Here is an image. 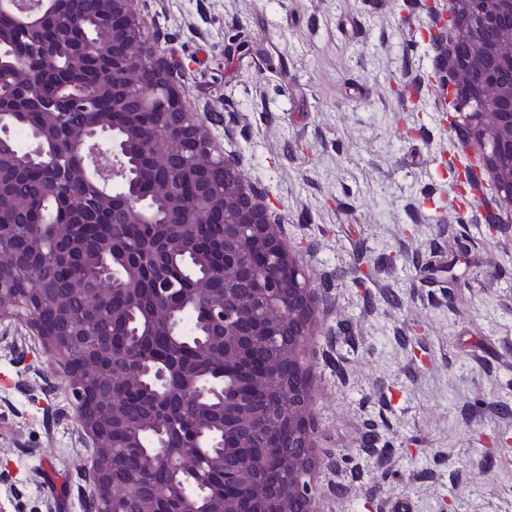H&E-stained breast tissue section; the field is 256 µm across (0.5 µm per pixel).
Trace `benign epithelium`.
Listing matches in <instances>:
<instances>
[{
  "instance_id": "7a95c632",
  "label": "benign epithelium",
  "mask_w": 512,
  "mask_h": 512,
  "mask_svg": "<svg viewBox=\"0 0 512 512\" xmlns=\"http://www.w3.org/2000/svg\"><path fill=\"white\" fill-rule=\"evenodd\" d=\"M464 13L446 17L433 13L429 41L447 47L448 30H479L504 16L512 18V0H499L496 11L487 0H467ZM97 26L89 30L83 12L74 9L46 17L43 10L29 14L62 30L58 37L40 42L39 54L15 55L10 70L20 86L50 99L53 106L31 124L35 147L25 152L33 163L49 160L56 178L46 181L48 199L56 196L57 179L67 176L98 189L99 204L69 200L73 222L94 224L107 203L112 213L128 224H154L150 197L167 205L166 224H180L183 234L167 238L153 254L152 262L139 253L127 252L120 262L109 261L113 249L107 229H102L103 248L87 255L74 248L65 226L54 214H40L32 224H0V238L17 235L12 250L0 256V265L39 266L56 264L72 290L88 294V307L80 324L66 323L54 330L50 321L65 316L67 301L59 294L35 288L20 296L0 272V320L27 323L35 335L64 360L74 398L77 421L88 435L93 452L84 469L95 495L89 512H105L102 503L113 501L116 479L112 466L114 421L119 415L114 398H128L143 387L154 393L156 416H129L124 425L143 449L149 466L171 475L170 482L140 500L138 512H200L194 494L209 481V474H224V483L247 480L250 475L288 457V470L280 480L258 486L248 498L235 492L212 498L206 512H311L310 474L312 454L310 377L301 363L314 312V289L304 278L298 261L281 242L277 228L283 214L258 201L257 192L238 172L239 158L218 157L209 132L196 118L179 70L164 53L147 46L137 15L128 0H93ZM88 54L106 59L96 72V88L112 89V97L100 112H127L142 90L159 101L151 127L131 123L118 135L110 120H96L73 133L63 124L71 112H87L85 97L63 98L61 91H46L42 73L60 57L78 64ZM459 71L439 77L437 90L453 94L456 111L464 116L467 134L463 147L478 168L491 163L501 171L497 184L502 203L512 208V52L487 57L473 51L458 56ZM151 158V167L171 173L152 183L148 192L132 185L129 144ZM223 162L224 189L216 192L210 177L214 161ZM201 224L224 225V264L209 268L201 277L173 282L163 277L169 261L181 256L197 261V228ZM102 266L93 288H84L83 269L93 259ZM152 282V308L157 324L177 344L196 345L211 355L222 370L205 378L181 358L155 352L140 328L131 327L129 312L138 294ZM202 301L207 318L190 324L185 313ZM112 309V323L122 331L98 335L97 307ZM265 347L275 356L247 374L251 385L240 388L235 373L239 366ZM188 397L198 406L218 402L234 415L224 417L219 430L208 417L193 429L180 431L169 407L173 393ZM264 393L262 406L254 398ZM244 423L253 437L264 442L266 452L257 457L245 451L236 427ZM210 460L211 472L200 473L194 463Z\"/></svg>"
}]
</instances>
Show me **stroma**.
I'll return each instance as SVG.
<instances>
[{"instance_id": "35a3bbf8", "label": "stroma", "mask_w": 512, "mask_h": 512, "mask_svg": "<svg viewBox=\"0 0 512 512\" xmlns=\"http://www.w3.org/2000/svg\"><path fill=\"white\" fill-rule=\"evenodd\" d=\"M422 0H134L150 46L328 286L304 363L321 449L317 512H512V210L463 200ZM413 92L407 107L396 90ZM498 229L484 242L483 223ZM458 240L467 287L425 273ZM0 512H87L89 449L58 356L0 324ZM493 456L497 470L482 474Z\"/></svg>"}]
</instances>
